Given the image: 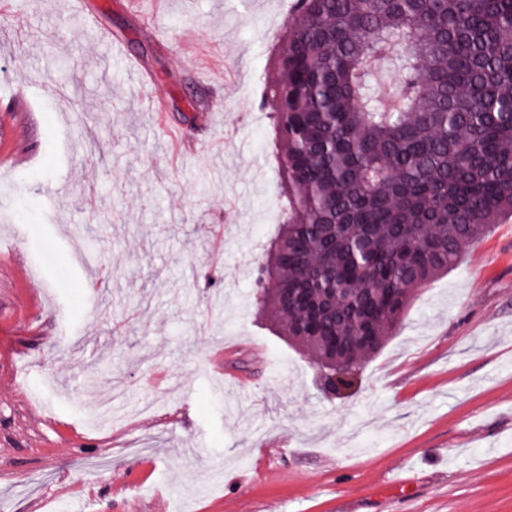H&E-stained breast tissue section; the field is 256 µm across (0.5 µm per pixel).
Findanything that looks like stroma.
Returning <instances> with one entry per match:
<instances>
[{"mask_svg": "<svg viewBox=\"0 0 512 512\" xmlns=\"http://www.w3.org/2000/svg\"><path fill=\"white\" fill-rule=\"evenodd\" d=\"M84 2L0 0V512H512V218L324 396L252 305L296 0Z\"/></svg>", "mask_w": 512, "mask_h": 512, "instance_id": "obj_1", "label": "stroma"}]
</instances>
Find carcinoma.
<instances>
[{"label": "carcinoma", "instance_id": "cac0c4a2", "mask_svg": "<svg viewBox=\"0 0 512 512\" xmlns=\"http://www.w3.org/2000/svg\"><path fill=\"white\" fill-rule=\"evenodd\" d=\"M274 66L287 206L253 303L348 389L415 292L512 217V0H297Z\"/></svg>", "mask_w": 512, "mask_h": 512}]
</instances>
